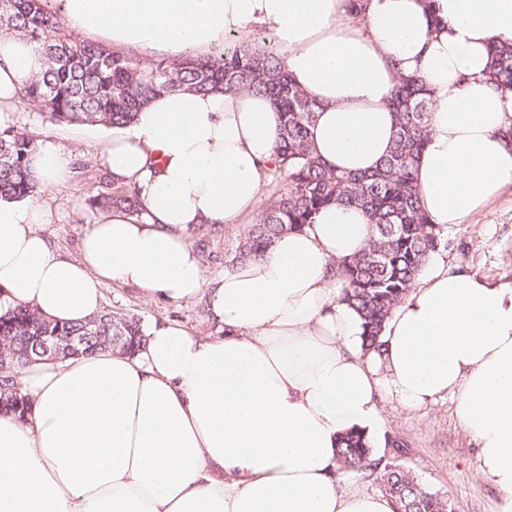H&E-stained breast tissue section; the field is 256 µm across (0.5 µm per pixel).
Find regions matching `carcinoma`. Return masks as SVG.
<instances>
[{"instance_id": "cac0c4a2", "label": "carcinoma", "mask_w": 512, "mask_h": 512, "mask_svg": "<svg viewBox=\"0 0 512 512\" xmlns=\"http://www.w3.org/2000/svg\"><path fill=\"white\" fill-rule=\"evenodd\" d=\"M13 33L36 46L45 68L28 78L23 96L29 106L58 123L121 127L131 123L160 92L245 90L269 98L281 115L276 162L263 180L285 178L262 219L237 237L230 263L260 256L281 233L312 223L322 208L344 202L365 211L374 238L342 267L344 299L363 320V344L380 346V333L430 258L448 247L443 229L423 211L414 185V165L429 134L430 101L420 80L403 75L390 100L397 131L390 153L370 172L345 173L313 156L310 128L315 105L292 83L275 49L266 40L240 44L211 56L186 55L178 61L145 64L131 53L66 36L48 0H0V32ZM489 79L512 86V45L490 48ZM35 136L0 130V197L35 195L37 182L29 160ZM106 189L88 200L92 210L123 209L141 218L134 190L117 186L105 174ZM43 336L81 339L71 352L66 344L53 357L65 359L111 347L134 353L144 342L141 319L107 311L85 323H56L25 305L0 316V414L20 418L31 411L20 392L19 377L28 363L46 357ZM340 470L356 469L377 481L393 499L396 512H452L448 499L429 491L410 469L378 457L362 432L345 435L338 449Z\"/></svg>"}]
</instances>
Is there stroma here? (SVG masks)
Here are the masks:
<instances>
[{
	"label": "stroma",
	"instance_id": "obj_1",
	"mask_svg": "<svg viewBox=\"0 0 512 512\" xmlns=\"http://www.w3.org/2000/svg\"><path fill=\"white\" fill-rule=\"evenodd\" d=\"M25 132L72 149L78 172L54 190L47 202L54 218L41 225V232L67 257H76L82 232L96 216L87 201L99 188L102 173L96 159L98 144L111 136V128L79 124H56L47 114L28 111L21 115ZM274 187L260 190V207L239 217L226 228L211 257L203 259L207 275L224 270V253L237 235L257 223L262 210L273 199ZM444 255L459 265L491 281H512V185L501 198L468 223L451 228ZM104 308L129 313L144 320L174 322L192 334L210 336L216 326L203 300L181 304H161L149 300L133 285L107 283L102 287ZM380 435L399 436L407 443L406 453L397 461L410 468L431 491L448 498L452 512H494L496 494L477 469V450L459 424L455 405L445 399L417 411L404 412L391 405L380 410Z\"/></svg>",
	"mask_w": 512,
	"mask_h": 512
}]
</instances>
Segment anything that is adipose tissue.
I'll return each instance as SVG.
<instances>
[{"label":"adipose tissue","instance_id":"1","mask_svg":"<svg viewBox=\"0 0 512 512\" xmlns=\"http://www.w3.org/2000/svg\"><path fill=\"white\" fill-rule=\"evenodd\" d=\"M68 29L143 60L207 56L262 28L316 105L313 152L348 172L389 152L399 75L432 103L415 184L434 224H461L512 184V88L490 83L492 45H512V0H53ZM35 46L0 34V129L17 126ZM280 115L249 91L163 92L99 145L134 188L141 220L112 210L78 256L40 232L44 195L72 153L38 140L41 199H0V315L18 304L61 322L102 311V284L162 303L204 299L215 336L149 322L129 356L109 348L36 360L20 375L25 418L0 415V512H394L339 470L341 436L373 432L381 403L416 411L449 398L478 469L512 512V283L433 256L392 310L378 348L343 299L340 267L373 238L356 206L321 209L257 258L209 279L190 235L260 201Z\"/></svg>","mask_w":512,"mask_h":512}]
</instances>
